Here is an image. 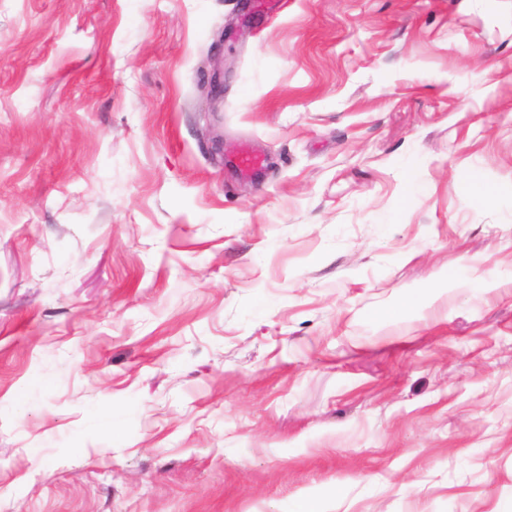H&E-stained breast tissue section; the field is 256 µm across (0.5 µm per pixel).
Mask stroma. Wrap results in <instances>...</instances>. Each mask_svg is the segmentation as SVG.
Segmentation results:
<instances>
[{"label":"stroma","mask_w":512,"mask_h":512,"mask_svg":"<svg viewBox=\"0 0 512 512\" xmlns=\"http://www.w3.org/2000/svg\"><path fill=\"white\" fill-rule=\"evenodd\" d=\"M0 512H512V0H0Z\"/></svg>","instance_id":"stroma-1"}]
</instances>
